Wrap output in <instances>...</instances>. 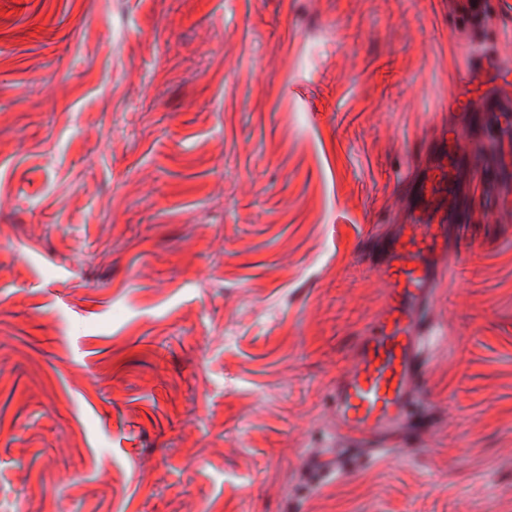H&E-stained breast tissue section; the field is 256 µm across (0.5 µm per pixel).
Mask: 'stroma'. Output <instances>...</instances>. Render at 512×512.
Returning a JSON list of instances; mask_svg holds the SVG:
<instances>
[{
	"label": "stroma",
	"mask_w": 512,
	"mask_h": 512,
	"mask_svg": "<svg viewBox=\"0 0 512 512\" xmlns=\"http://www.w3.org/2000/svg\"><path fill=\"white\" fill-rule=\"evenodd\" d=\"M463 0H0V512H512V218L435 301L415 447L329 392Z\"/></svg>",
	"instance_id": "1"
}]
</instances>
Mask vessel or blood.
<instances>
[{"instance_id":"vessel-or-blood-1","label":"vessel or blood","mask_w":512,"mask_h":512,"mask_svg":"<svg viewBox=\"0 0 512 512\" xmlns=\"http://www.w3.org/2000/svg\"><path fill=\"white\" fill-rule=\"evenodd\" d=\"M493 0H466L453 26L482 29ZM512 57V38L503 37L493 58L464 68L459 87L466 88L481 74L503 69ZM449 110L467 113L491 138H512V85L492 83L481 107L466 112L460 98L448 99ZM468 125L452 130L446 151L423 176L406 178L413 212L384 248L375 270L383 286V302L375 321L359 340L355 354L329 394L331 417L356 453L372 459L394 446L397 436L416 429L414 406L427 373V348L438 334L434 314L436 290L456 257V231L474 223L470 173L480 170L481 185L512 177V158L481 160L468 143Z\"/></svg>"}]
</instances>
